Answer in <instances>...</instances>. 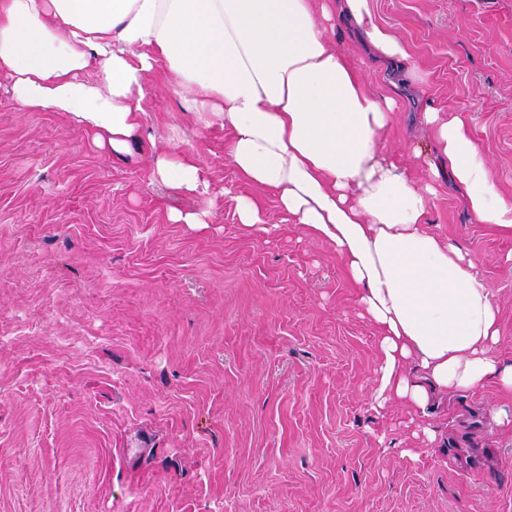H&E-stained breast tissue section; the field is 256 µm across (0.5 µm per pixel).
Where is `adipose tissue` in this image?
I'll list each match as a JSON object with an SVG mask.
<instances>
[{"label": "adipose tissue", "instance_id": "ef3b65f1", "mask_svg": "<svg viewBox=\"0 0 512 512\" xmlns=\"http://www.w3.org/2000/svg\"><path fill=\"white\" fill-rule=\"evenodd\" d=\"M340 12L380 56L406 59L368 0H0V79L19 111L66 113L98 148L125 154L147 78L165 71L202 128L231 130V164L276 195L284 222L333 246L379 332L371 407L402 401L432 444L435 396L492 385L512 398V362L497 351L476 261L427 227L433 184L383 146L394 100L371 93L327 35ZM425 120L478 221L512 231V199L464 122L433 108ZM151 177L177 192L209 188L197 158L176 149Z\"/></svg>", "mask_w": 512, "mask_h": 512}]
</instances>
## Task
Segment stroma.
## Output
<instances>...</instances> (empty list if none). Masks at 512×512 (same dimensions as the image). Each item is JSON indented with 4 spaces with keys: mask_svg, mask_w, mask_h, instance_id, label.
I'll list each match as a JSON object with an SVG mask.
<instances>
[{
    "mask_svg": "<svg viewBox=\"0 0 512 512\" xmlns=\"http://www.w3.org/2000/svg\"><path fill=\"white\" fill-rule=\"evenodd\" d=\"M369 7L404 65L375 63L348 25L331 38L398 102L385 148L427 182L433 106L512 198V0ZM148 91L123 155L0 95V512H512L502 395L452 398L432 447L401 403L374 412L377 330L332 246L237 176L226 131L200 129L166 73ZM172 148L198 158L207 193L151 183ZM241 195L267 231L239 224ZM206 208L200 228L168 220ZM426 222L476 259L511 358L512 233L444 176Z\"/></svg>",
    "mask_w": 512,
    "mask_h": 512,
    "instance_id": "obj_1",
    "label": "stroma"
}]
</instances>
